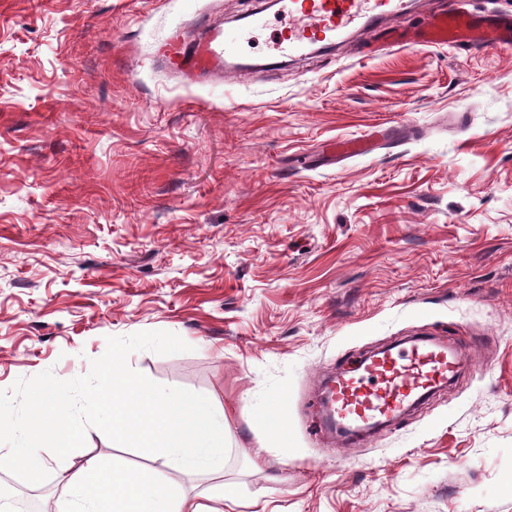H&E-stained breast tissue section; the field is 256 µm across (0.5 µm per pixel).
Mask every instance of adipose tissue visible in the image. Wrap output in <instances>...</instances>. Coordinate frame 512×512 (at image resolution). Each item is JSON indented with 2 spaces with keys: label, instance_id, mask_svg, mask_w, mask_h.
Here are the masks:
<instances>
[{
  "label": "adipose tissue",
  "instance_id": "1",
  "mask_svg": "<svg viewBox=\"0 0 512 512\" xmlns=\"http://www.w3.org/2000/svg\"><path fill=\"white\" fill-rule=\"evenodd\" d=\"M69 379H61L49 394L51 406L35 403L25 421L0 424V437L24 433L29 446L24 467L57 460L67 449L80 447L87 429L67 394ZM92 397L100 412L91 429L105 439L135 448L158 462L155 470L114 467L91 458L76 470L63 472L62 512H224L233 494L224 485V408L211 401L175 399L162 390L129 380L122 363L100 372ZM53 421L58 438L35 435L45 421ZM205 474L212 483L187 493L167 482L164 470Z\"/></svg>",
  "mask_w": 512,
  "mask_h": 512
}]
</instances>
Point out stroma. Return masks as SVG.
I'll return each instance as SVG.
<instances>
[{"mask_svg":"<svg viewBox=\"0 0 512 512\" xmlns=\"http://www.w3.org/2000/svg\"><path fill=\"white\" fill-rule=\"evenodd\" d=\"M258 11L279 26L262 0H0V415L123 352L223 404L224 512H512V46L190 66ZM404 336L468 371L324 430L323 382ZM10 445L0 485L60 494ZM91 457L146 464L93 433L61 461Z\"/></svg>","mask_w":512,"mask_h":512,"instance_id":"obj_1","label":"stroma"}]
</instances>
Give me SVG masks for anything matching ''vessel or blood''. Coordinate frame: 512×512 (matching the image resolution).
<instances>
[{
    "instance_id": "vessel-or-blood-1",
    "label": "vessel or blood",
    "mask_w": 512,
    "mask_h": 512,
    "mask_svg": "<svg viewBox=\"0 0 512 512\" xmlns=\"http://www.w3.org/2000/svg\"><path fill=\"white\" fill-rule=\"evenodd\" d=\"M408 0H282L289 23L275 37L279 55L292 57L308 48L325 49L350 32L375 34L386 48L472 47L512 44V19L475 14L464 0H424V18L411 30L386 26L405 11ZM265 23L252 16L224 33V73L232 75L250 45V35ZM455 364L446 347L419 340L410 347L385 350L363 361L360 374L343 376L328 386L332 417L357 426L397 417L403 409L453 377Z\"/></svg>"
}]
</instances>
